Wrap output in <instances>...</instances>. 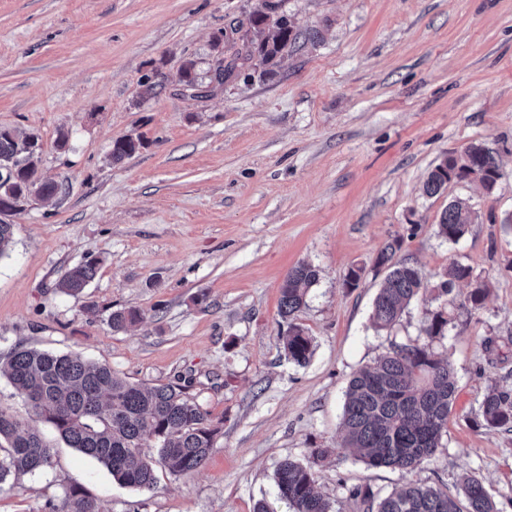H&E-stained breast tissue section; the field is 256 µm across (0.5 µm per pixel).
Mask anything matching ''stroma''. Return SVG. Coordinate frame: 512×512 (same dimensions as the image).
<instances>
[{
	"label": "stroma",
	"mask_w": 512,
	"mask_h": 512,
	"mask_svg": "<svg viewBox=\"0 0 512 512\" xmlns=\"http://www.w3.org/2000/svg\"><path fill=\"white\" fill-rule=\"evenodd\" d=\"M265 3L0 0V127L39 135L40 173L63 188L4 217L14 235L0 257V357L23 345L149 386L183 376L223 423L203 468L180 478L157 469L150 490L119 485L56 441L51 469L0 490V512H52L70 486L105 512H253L274 500L278 463L308 462L315 448L330 451L315 471L333 512H363L357 486L453 495L466 473L512 512V430L487 429L479 415L488 387L512 389V0H280L319 42L271 74L180 94L183 60L206 70L213 37ZM150 80L167 90L144 97ZM122 136L143 145L110 162ZM473 142L499 161L496 189L463 181L425 195L440 159ZM453 199L477 214L456 242L437 234ZM395 238L429 285L452 264L471 266L488 286L481 308L466 311L471 286L459 282L446 336L422 332L438 307L429 294L375 329L386 275L375 259ZM91 256L100 264L84 292H60L64 272ZM303 261L319 281L297 317L314 349L299 365L283 348L279 296ZM357 267L362 279L347 287ZM129 307L141 322L112 331L109 314ZM409 341L455 369L448 427L415 471L370 468L342 445L344 391Z\"/></svg>",
	"instance_id": "obj_1"
}]
</instances>
